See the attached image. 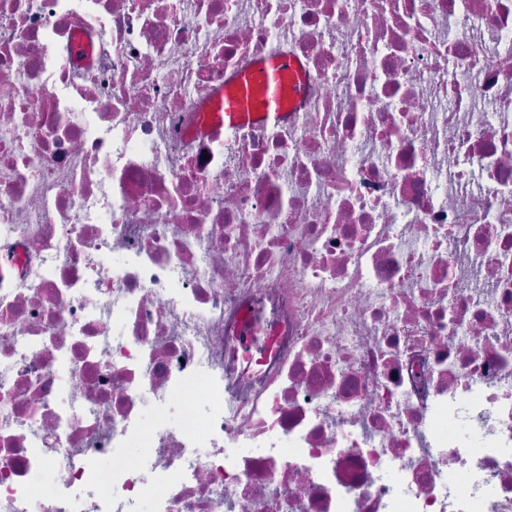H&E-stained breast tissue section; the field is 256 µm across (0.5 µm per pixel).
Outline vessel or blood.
<instances>
[{
    "label": "vessel or blood",
    "instance_id": "b4317fda",
    "mask_svg": "<svg viewBox=\"0 0 512 512\" xmlns=\"http://www.w3.org/2000/svg\"><path fill=\"white\" fill-rule=\"evenodd\" d=\"M297 67L294 55L278 49L268 50L250 61L240 73L236 90L223 94L221 110L203 126V133L249 123H282L286 117L282 107L284 82Z\"/></svg>",
    "mask_w": 512,
    "mask_h": 512
}]
</instances>
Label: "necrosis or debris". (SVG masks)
<instances>
[{"label":"necrosis or debris","instance_id":"obj_1","mask_svg":"<svg viewBox=\"0 0 512 512\" xmlns=\"http://www.w3.org/2000/svg\"><path fill=\"white\" fill-rule=\"evenodd\" d=\"M0 278V512H512V0H0ZM297 67L295 56L279 49H270L250 61L240 73L236 90L222 93V109L200 132L211 134L251 122L267 126L282 123L287 115L282 107L284 82ZM257 85L261 88L259 97L255 94Z\"/></svg>","mask_w":512,"mask_h":512}]
</instances>
